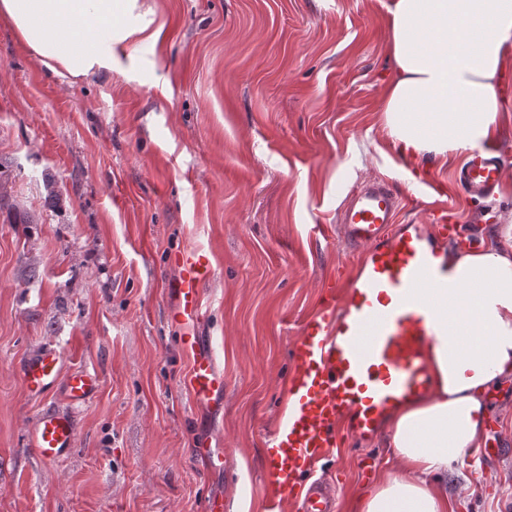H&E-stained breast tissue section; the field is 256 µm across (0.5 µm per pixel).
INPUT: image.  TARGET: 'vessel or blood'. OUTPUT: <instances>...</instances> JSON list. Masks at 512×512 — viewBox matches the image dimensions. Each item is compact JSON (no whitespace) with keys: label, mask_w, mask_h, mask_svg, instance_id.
<instances>
[{"label":"vessel or blood","mask_w":512,"mask_h":512,"mask_svg":"<svg viewBox=\"0 0 512 512\" xmlns=\"http://www.w3.org/2000/svg\"><path fill=\"white\" fill-rule=\"evenodd\" d=\"M504 177L491 152L471 154L455 178L472 199L490 198ZM398 193L388 182L355 188L341 222L346 241L362 247L350 281H328L315 310L299 324L289 349L288 403L267 440L260 493L266 512H336L333 489L316 473L333 455L339 433L369 443L384 420L401 405L433 391L429 351L444 321L430 300L434 288L452 277L445 246H465L452 209L438 204L436 231L397 220ZM177 270L167 284L168 319L193 355L185 387L200 402L224 393V375L212 351L203 349L198 329L202 297L215 274L210 251L186 248L170 257ZM62 353L45 346L24 358L26 392L41 398L61 393L67 409L43 412L28 440L39 458L52 464L73 448L76 425L71 406L85 403L100 387L97 373L64 371Z\"/></svg>","instance_id":"obj_1"}]
</instances>
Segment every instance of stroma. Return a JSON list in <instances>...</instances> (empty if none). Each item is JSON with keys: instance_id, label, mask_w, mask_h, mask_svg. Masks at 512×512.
Here are the masks:
<instances>
[{"instance_id": "stroma-1", "label": "stroma", "mask_w": 512, "mask_h": 512, "mask_svg": "<svg viewBox=\"0 0 512 512\" xmlns=\"http://www.w3.org/2000/svg\"><path fill=\"white\" fill-rule=\"evenodd\" d=\"M391 0H139L153 39L116 48L108 77H62L0 19V512H204L213 496L265 512L266 439L286 402L288 350L331 275L357 255L337 240L350 190L393 183L403 223L424 220L420 169L447 187L457 223L512 214V132L504 181L487 202L454 186L461 159L415 160L378 110L392 73ZM53 182L59 205L47 199ZM328 227V235L316 226ZM210 249L216 273L201 328L224 373L215 408L183 388L189 367L167 320L171 252ZM61 350L97 372L74 408L76 444L43 463L20 362ZM504 445L465 458L456 512H512V388L495 399ZM212 438L223 470L195 454ZM340 447L336 512L368 488Z\"/></svg>"}]
</instances>
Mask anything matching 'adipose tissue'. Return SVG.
Instances as JSON below:
<instances>
[{"mask_svg": "<svg viewBox=\"0 0 512 512\" xmlns=\"http://www.w3.org/2000/svg\"><path fill=\"white\" fill-rule=\"evenodd\" d=\"M136 4L0 0V16L46 66L77 79L111 73L115 43L137 33ZM387 30L393 75L379 110L400 153L463 155L512 124V0H392ZM476 233L477 247L448 254L454 288L432 293L450 328L430 350L434 393L390 417L398 465L352 512H454L448 474L484 440L492 391L512 385V224ZM466 328L480 342L459 345Z\"/></svg>", "mask_w": 512, "mask_h": 512, "instance_id": "obj_1", "label": "adipose tissue"}]
</instances>
